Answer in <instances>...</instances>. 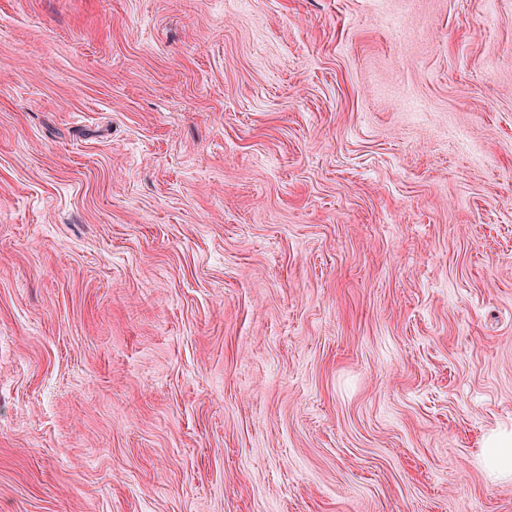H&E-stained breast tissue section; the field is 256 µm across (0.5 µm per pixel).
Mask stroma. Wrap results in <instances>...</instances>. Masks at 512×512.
<instances>
[{"mask_svg":"<svg viewBox=\"0 0 512 512\" xmlns=\"http://www.w3.org/2000/svg\"><path fill=\"white\" fill-rule=\"evenodd\" d=\"M512 0H0V512H512ZM480 468L493 482L512 481V426L488 433L482 443Z\"/></svg>","mask_w":512,"mask_h":512,"instance_id":"stroma-1","label":"stroma"}]
</instances>
